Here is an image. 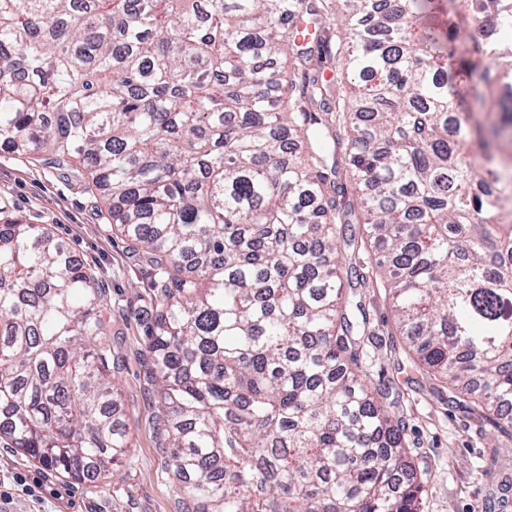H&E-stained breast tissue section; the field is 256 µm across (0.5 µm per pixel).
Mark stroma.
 <instances>
[{"label": "stroma", "mask_w": 512, "mask_h": 512, "mask_svg": "<svg viewBox=\"0 0 512 512\" xmlns=\"http://www.w3.org/2000/svg\"><path fill=\"white\" fill-rule=\"evenodd\" d=\"M47 225L69 255L94 269L112 331V384L130 432L115 472L80 483L0 438V479L37 481L42 499L14 490L0 512H184L159 432L158 389L145 335L160 308L145 267L113 228L81 177L0 151V224ZM373 322L362 343L364 371L406 423L405 441L423 484L422 512H512V438L451 401L409 361L382 289H365Z\"/></svg>", "instance_id": "stroma-1"}]
</instances>
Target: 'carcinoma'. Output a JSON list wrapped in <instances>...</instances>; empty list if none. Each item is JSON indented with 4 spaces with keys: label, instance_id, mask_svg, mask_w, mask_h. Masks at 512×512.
Returning <instances> with one entry per match:
<instances>
[{
    "label": "carcinoma",
    "instance_id": "1",
    "mask_svg": "<svg viewBox=\"0 0 512 512\" xmlns=\"http://www.w3.org/2000/svg\"><path fill=\"white\" fill-rule=\"evenodd\" d=\"M464 2L488 38L429 25L427 0H0V149L87 178L142 255L192 512H420L405 422L358 363L359 288L416 370L512 426V113L482 117L512 10ZM341 224L380 253L367 280ZM105 312L48 228L0 224V438L77 481L128 448Z\"/></svg>",
    "mask_w": 512,
    "mask_h": 512
}]
</instances>
